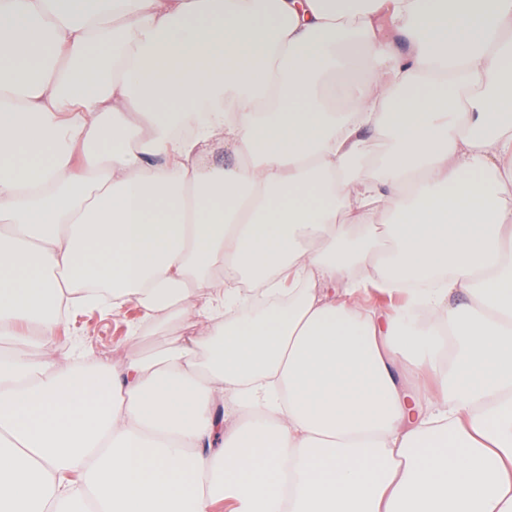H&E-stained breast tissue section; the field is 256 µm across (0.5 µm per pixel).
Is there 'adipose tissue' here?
<instances>
[{"label": "adipose tissue", "mask_w": 512, "mask_h": 512, "mask_svg": "<svg viewBox=\"0 0 512 512\" xmlns=\"http://www.w3.org/2000/svg\"><path fill=\"white\" fill-rule=\"evenodd\" d=\"M504 103L512 0H0V512H512ZM88 317L63 316L60 320L57 337L65 342L77 339L84 352V359L90 363L106 361L124 363L137 352L147 353L164 347L177 340L182 332L176 330V323L157 328L143 319L134 303H126L112 311L109 307L104 314L88 313ZM140 324L144 336L143 345L136 350L125 347V337L129 327Z\"/></svg>", "instance_id": "adipose-tissue-1"}]
</instances>
